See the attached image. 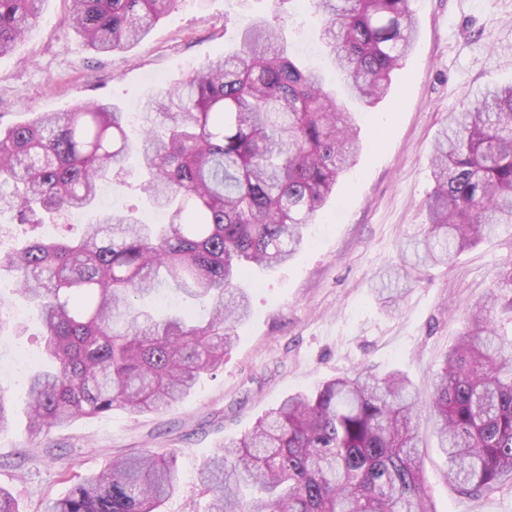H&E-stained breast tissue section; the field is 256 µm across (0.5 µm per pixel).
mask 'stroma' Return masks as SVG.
<instances>
[{
	"instance_id": "stroma-1",
	"label": "stroma",
	"mask_w": 512,
	"mask_h": 512,
	"mask_svg": "<svg viewBox=\"0 0 512 512\" xmlns=\"http://www.w3.org/2000/svg\"><path fill=\"white\" fill-rule=\"evenodd\" d=\"M417 31L388 97L360 113V148L335 196L304 230L309 243L285 266L253 271L251 313L216 375L200 379L169 411L122 410L79 418L30 441L26 417L0 432V485L21 512H44L67 494L64 465L86 474L113 457L151 449L175 451L177 487L161 512H205L198 473L225 442L240 438L289 394L315 388L343 372L399 369L421 393L466 327L468 302L497 290V273L512 265V227L481 240L448 264L421 268L398 305L376 293L380 271L397 263L402 245L428 222L433 190L430 154L448 112L485 88L512 82V0H410ZM67 0H46L15 50L0 56V126L44 112L104 100L138 111L151 91L176 85L199 65L239 45L259 18L280 25L302 60L335 79L318 51L317 22L287 0H177L141 42L113 55L90 51L63 22ZM99 204L135 209L157 220L136 188L107 185ZM35 310L15 281L0 276V391L24 398L18 354L37 357ZM422 471L435 512H512V487L469 497L447 480L448 463L432 420L420 417Z\"/></svg>"
}]
</instances>
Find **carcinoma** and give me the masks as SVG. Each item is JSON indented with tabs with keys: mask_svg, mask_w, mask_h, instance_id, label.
I'll return each mask as SVG.
<instances>
[{
	"mask_svg": "<svg viewBox=\"0 0 512 512\" xmlns=\"http://www.w3.org/2000/svg\"><path fill=\"white\" fill-rule=\"evenodd\" d=\"M44 0H0V55ZM177 0H70L66 25L97 52L143 40ZM349 95L366 110L388 94L412 47L410 0H311ZM137 129L115 103H80L0 128V210L29 223L94 209L102 185L137 156L139 188L166 211L145 224L99 211L74 238L0 251V271L40 307L46 366L29 377L36 441L79 417L168 410L224 365L249 314L250 267L272 270L307 244L303 228L347 170L359 132L323 75L298 65L278 28L257 19L241 46L151 92ZM419 261L453 255L512 224V85L448 112L430 155ZM488 296L448 349L426 397L398 371L354 372L286 397L200 470L207 512H435L415 418L428 414L448 483L478 496L512 486V344ZM176 456L150 450L73 474L48 512H159Z\"/></svg>",
	"mask_w": 512,
	"mask_h": 512,
	"instance_id": "1",
	"label": "carcinoma"
}]
</instances>
